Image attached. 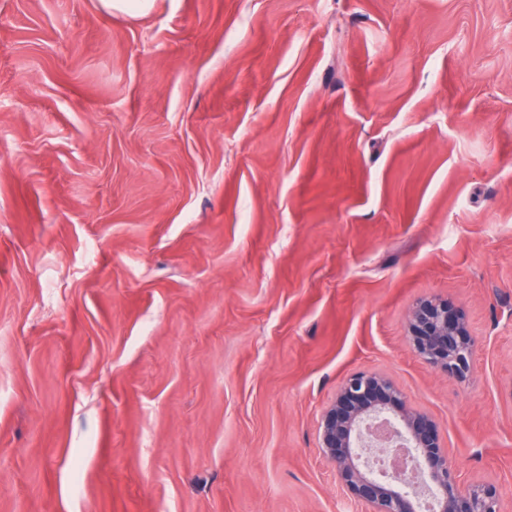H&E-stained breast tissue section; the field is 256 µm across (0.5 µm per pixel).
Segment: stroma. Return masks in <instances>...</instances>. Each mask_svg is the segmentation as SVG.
<instances>
[{"mask_svg": "<svg viewBox=\"0 0 512 512\" xmlns=\"http://www.w3.org/2000/svg\"><path fill=\"white\" fill-rule=\"evenodd\" d=\"M356 371L512 512V0H0V512H360ZM415 352L431 368L462 378L473 362L474 344L465 313L448 300L426 299L412 308L408 324Z\"/></svg>", "mask_w": 512, "mask_h": 512, "instance_id": "35a3bbf8", "label": "stroma"}]
</instances>
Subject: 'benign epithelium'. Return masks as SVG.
Wrapping results in <instances>:
<instances>
[{"label":"benign epithelium","mask_w":512,"mask_h":512,"mask_svg":"<svg viewBox=\"0 0 512 512\" xmlns=\"http://www.w3.org/2000/svg\"><path fill=\"white\" fill-rule=\"evenodd\" d=\"M408 332L429 367L456 378L471 370L474 344L462 309L446 300H422L410 312ZM378 415L393 417L399 425L397 438L414 448L413 476L379 478L367 468L364 438L372 431L367 421ZM319 443L336 483L362 512H421L420 481L433 489L434 512H500L496 487L463 486L437 421L412 407L402 389L382 373L359 371L342 380L324 416Z\"/></svg>","instance_id":"1"}]
</instances>
